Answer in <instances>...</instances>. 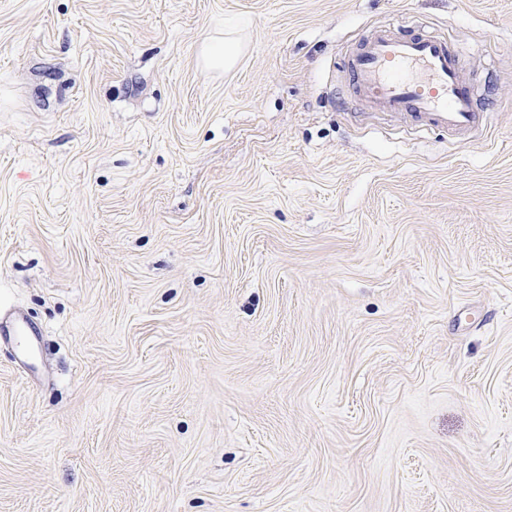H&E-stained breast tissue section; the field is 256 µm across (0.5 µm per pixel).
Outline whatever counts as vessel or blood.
<instances>
[{
	"label": "vessel or blood",
	"instance_id": "obj_1",
	"mask_svg": "<svg viewBox=\"0 0 512 512\" xmlns=\"http://www.w3.org/2000/svg\"><path fill=\"white\" fill-rule=\"evenodd\" d=\"M344 85L372 107L405 113L423 129L477 136L487 128L489 109L479 105L463 52L449 39L378 30L351 55Z\"/></svg>",
	"mask_w": 512,
	"mask_h": 512
}]
</instances>
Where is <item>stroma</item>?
<instances>
[{
	"label": "stroma",
	"instance_id": "1",
	"mask_svg": "<svg viewBox=\"0 0 512 512\" xmlns=\"http://www.w3.org/2000/svg\"><path fill=\"white\" fill-rule=\"evenodd\" d=\"M393 25L483 135L342 93ZM11 311L0 512H512V0H0ZM215 40L206 42L203 46L202 56L205 63L216 69L229 68L234 65L238 50L233 46H225L224 42L213 43Z\"/></svg>",
	"mask_w": 512,
	"mask_h": 512
}]
</instances>
